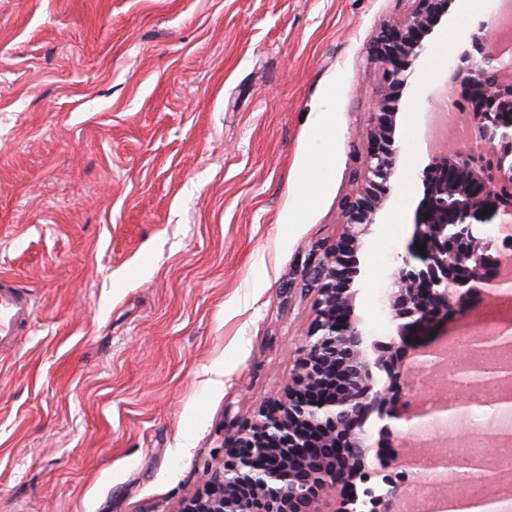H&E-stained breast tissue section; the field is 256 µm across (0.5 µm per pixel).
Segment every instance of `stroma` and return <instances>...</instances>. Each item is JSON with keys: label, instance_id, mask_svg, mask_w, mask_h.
Instances as JSON below:
<instances>
[{"label": "stroma", "instance_id": "35a3bbf8", "mask_svg": "<svg viewBox=\"0 0 512 512\" xmlns=\"http://www.w3.org/2000/svg\"><path fill=\"white\" fill-rule=\"evenodd\" d=\"M411 0H0V274L34 307L0 358V512H179L278 399L314 318ZM495 0H451L399 101L356 252L368 342L411 234L437 88Z\"/></svg>", "mask_w": 512, "mask_h": 512}]
</instances>
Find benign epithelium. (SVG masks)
<instances>
[{
  "label": "benign epithelium",
  "mask_w": 512,
  "mask_h": 512,
  "mask_svg": "<svg viewBox=\"0 0 512 512\" xmlns=\"http://www.w3.org/2000/svg\"><path fill=\"white\" fill-rule=\"evenodd\" d=\"M448 0H413L409 13L384 26L371 46V60L383 84L371 102L365 126L368 142L360 186L341 206L342 233L336 243L312 254L303 271L316 291L315 318L303 334L302 355L288 376L284 395L261 403L253 419L223 439L221 459L204 468L203 489L182 512H384L397 496L398 470L420 476L422 469H466L480 473L488 451L472 448L434 453L426 460L406 455L387 458L374 450V434L412 433L436 420L465 414L472 396L453 404L440 399L411 408L404 399L402 370L386 367L389 381L373 373L384 359L370 357L350 288V257L363 243L391 192L399 161L395 146L396 103L408 70L428 48V37L447 13ZM492 41L490 24L473 25L471 45L450 66L448 86L470 101L472 142L433 155L422 169V193L404 253L392 271L382 302L401 321L393 351L404 330L430 337L420 349L418 367L434 365L431 350L452 334L432 336L448 316L466 307L476 293L491 294L511 281L499 274L491 254L487 224L512 223V44ZM494 211L482 216L488 208ZM426 245L420 253L415 244ZM368 484L357 493L354 481ZM472 501L481 512H512L498 497L475 496L460 483L441 500L424 499V512Z\"/></svg>",
  "instance_id": "benign-epithelium-1"
}]
</instances>
